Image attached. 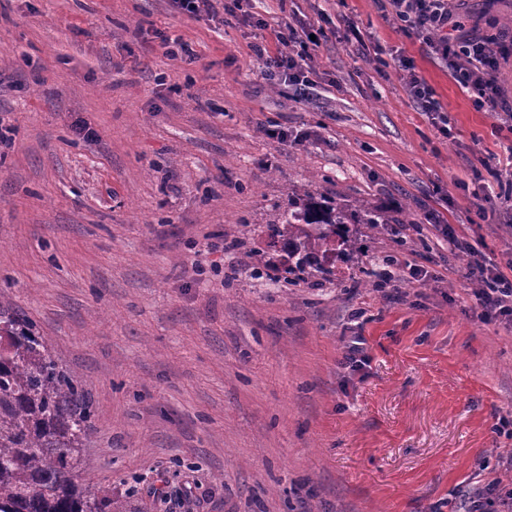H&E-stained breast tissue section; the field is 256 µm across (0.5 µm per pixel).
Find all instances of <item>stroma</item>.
Returning a JSON list of instances; mask_svg holds the SVG:
<instances>
[{"label":"stroma","mask_w":512,"mask_h":512,"mask_svg":"<svg viewBox=\"0 0 512 512\" xmlns=\"http://www.w3.org/2000/svg\"><path fill=\"white\" fill-rule=\"evenodd\" d=\"M454 2L449 39L512 42V0ZM232 4L0 0V297L93 405L81 478L125 512H461L487 484L511 493L512 326L478 318L470 266L512 279V116L381 0H245L246 23ZM289 25L325 33L304 95L251 50ZM295 189L410 224L348 225L351 256L290 283L266 226ZM408 91L422 111L441 112L425 82L419 79L416 74L412 72H409ZM365 344V339L362 336H348L345 344L343 364L348 367H357L365 364Z\"/></svg>","instance_id":"35a3bbf8"}]
</instances>
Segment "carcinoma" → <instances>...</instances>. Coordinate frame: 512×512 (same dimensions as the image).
I'll return each mask as SVG.
<instances>
[{
    "mask_svg": "<svg viewBox=\"0 0 512 512\" xmlns=\"http://www.w3.org/2000/svg\"><path fill=\"white\" fill-rule=\"evenodd\" d=\"M396 223L368 205L350 209L293 194L268 231L288 248L292 273L345 253L348 224ZM91 424V404L77 379L59 367L29 322L0 312V512H123L75 482Z\"/></svg>",
    "mask_w": 512,
    "mask_h": 512,
    "instance_id": "cac0c4a2",
    "label": "carcinoma"
}]
</instances>
